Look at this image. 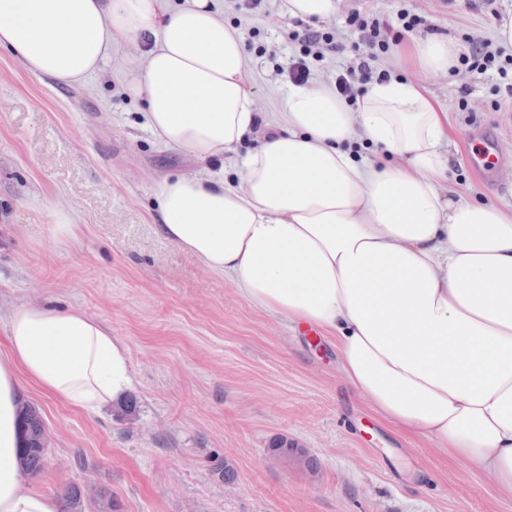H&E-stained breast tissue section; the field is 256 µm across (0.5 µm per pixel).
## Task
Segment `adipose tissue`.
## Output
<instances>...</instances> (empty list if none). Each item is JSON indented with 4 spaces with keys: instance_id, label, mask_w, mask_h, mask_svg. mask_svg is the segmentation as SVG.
<instances>
[{
    "instance_id": "ef3b65f1",
    "label": "adipose tissue",
    "mask_w": 512,
    "mask_h": 512,
    "mask_svg": "<svg viewBox=\"0 0 512 512\" xmlns=\"http://www.w3.org/2000/svg\"><path fill=\"white\" fill-rule=\"evenodd\" d=\"M340 9L280 4L311 25ZM146 35L126 89L158 141L204 167L157 186L162 233L256 310L332 334L342 374L375 414L512 498V206L458 198L448 115L401 75L450 72L461 45L413 39L399 76L355 104L293 85L280 117L263 119L243 41L214 0H0V51L61 85L100 71L117 38ZM256 131L259 146L239 154ZM227 156L233 183L206 172ZM0 333V512H57L25 486L17 460L22 384L93 413L132 388L130 351L61 304L22 303Z\"/></svg>"
}]
</instances>
